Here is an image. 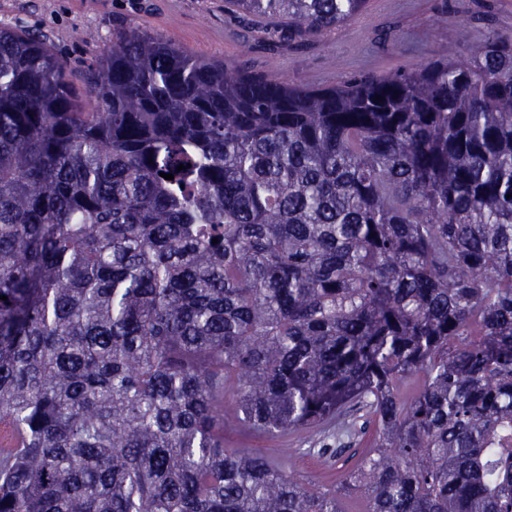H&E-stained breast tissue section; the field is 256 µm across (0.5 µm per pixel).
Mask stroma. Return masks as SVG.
I'll return each mask as SVG.
<instances>
[{
    "label": "stroma",
    "mask_w": 512,
    "mask_h": 512,
    "mask_svg": "<svg viewBox=\"0 0 512 512\" xmlns=\"http://www.w3.org/2000/svg\"><path fill=\"white\" fill-rule=\"evenodd\" d=\"M15 25L66 60V80L88 111L94 100L83 74L129 29L209 62L326 88L457 60L460 31L473 39L490 28L512 33V0H367L350 20L301 44L279 40L284 18L246 15L226 0H0V26Z\"/></svg>",
    "instance_id": "stroma-1"
}]
</instances>
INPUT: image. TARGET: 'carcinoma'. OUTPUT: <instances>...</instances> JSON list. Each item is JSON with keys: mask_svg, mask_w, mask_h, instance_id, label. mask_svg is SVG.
Listing matches in <instances>:
<instances>
[{"mask_svg": "<svg viewBox=\"0 0 512 512\" xmlns=\"http://www.w3.org/2000/svg\"><path fill=\"white\" fill-rule=\"evenodd\" d=\"M65 70L0 27V512H512L511 34L310 89L130 30L92 112ZM360 412L334 485L224 447Z\"/></svg>", "mask_w": 512, "mask_h": 512, "instance_id": "obj_1", "label": "carcinoma"}]
</instances>
